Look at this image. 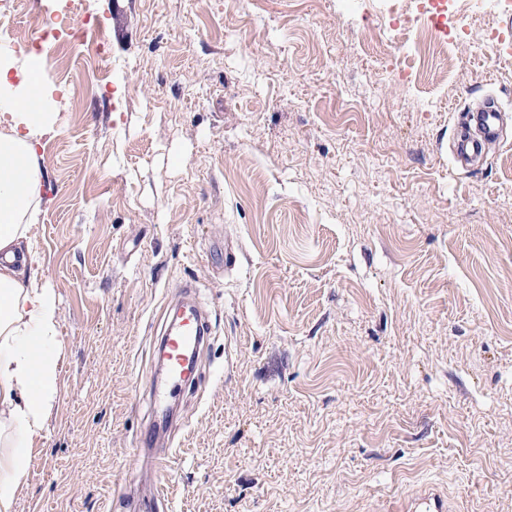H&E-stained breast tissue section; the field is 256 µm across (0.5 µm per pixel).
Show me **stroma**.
I'll list each match as a JSON object with an SVG mask.
<instances>
[{"label": "stroma", "instance_id": "1", "mask_svg": "<svg viewBox=\"0 0 512 512\" xmlns=\"http://www.w3.org/2000/svg\"><path fill=\"white\" fill-rule=\"evenodd\" d=\"M83 48L43 56L33 250L58 307L57 395L13 512H128L152 339L194 281L212 325L173 403L172 512H512V130L470 167L467 110L512 116V9L458 0L447 54L387 0H41ZM396 510L402 512H447L448 505L437 493L424 491Z\"/></svg>", "mask_w": 512, "mask_h": 512}]
</instances>
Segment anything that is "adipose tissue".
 I'll use <instances>...</instances> for the list:
<instances>
[{"mask_svg":"<svg viewBox=\"0 0 512 512\" xmlns=\"http://www.w3.org/2000/svg\"><path fill=\"white\" fill-rule=\"evenodd\" d=\"M42 57L0 55V512H12L56 393L55 299L30 249L44 204L42 139L57 122Z\"/></svg>","mask_w":512,"mask_h":512,"instance_id":"adipose-tissue-1","label":"adipose tissue"}]
</instances>
